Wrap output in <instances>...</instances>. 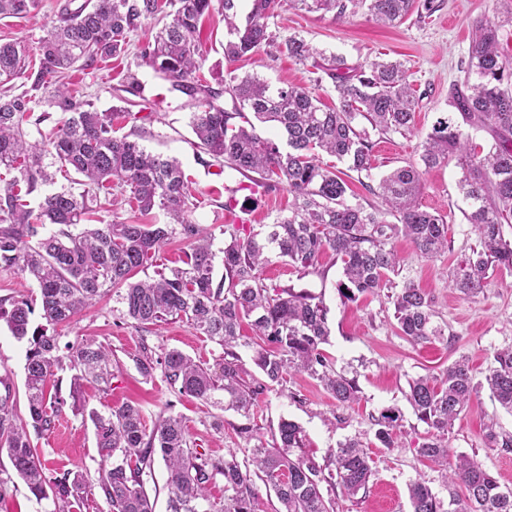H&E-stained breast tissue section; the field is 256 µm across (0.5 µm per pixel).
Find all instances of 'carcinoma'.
<instances>
[{"label": "carcinoma", "mask_w": 512, "mask_h": 512, "mask_svg": "<svg viewBox=\"0 0 512 512\" xmlns=\"http://www.w3.org/2000/svg\"><path fill=\"white\" fill-rule=\"evenodd\" d=\"M66 0L59 19L37 46L39 68L31 73L30 49L21 42L0 43V84L32 76V88L44 93L43 102L60 116L51 131L42 125L52 113L35 114L31 100L0 91V169L15 171L0 186V268H15L39 289V303L0 299V319L12 334L28 339L26 389L29 420L16 417L9 397H0V448L6 449L17 476L33 496L48 497L44 463L30 432L55 426L64 401H46L44 385L60 364L56 326L69 322L109 289L119 291L122 317L140 327L158 326L168 318H186L204 336L224 349L212 369L183 352L171 349L155 356L145 343L133 356L140 373L153 377L161 368L177 394L202 401L224 391V409L250 417L259 396L283 385L290 371L316 378L341 405L360 401L356 377L336 372L321 345L328 342L327 308L322 300L291 286L268 288L262 269L281 259L306 275L317 269L320 256L333 252L342 265L337 284L340 297L355 302L367 294L392 287L388 274L399 261L392 242L409 239L424 258L448 248V224L440 215L419 206L423 170L451 161L460 167L459 189L468 204L464 218L479 235L465 264L453 274L452 287L470 295L482 292L491 268L512 270V241L503 225L512 222V56L500 50L501 24L479 20L473 25L462 84L448 91V105L462 123L488 130L495 141L481 155L463 137L460 126L439 118L422 145L421 164L398 167L379 180V189L394 221L347 198L349 185L322 154L348 165V170L371 178L372 135L402 133L413 126L416 101L402 64L373 60L350 64L344 58L310 47L290 36L289 54L312 59V67L331 80L339 105L321 107L311 91L293 85L274 86L257 75L227 71L221 88L200 76L199 23L218 10L232 39L224 58L232 63L273 41L268 32L275 0H252L246 23H235L237 0ZM308 13H331L338 20L363 10L378 22L392 25L413 7L428 16L439 0H289ZM38 0H0V19L30 14ZM154 22L156 31L139 50L140 67H148L170 82V91L195 105L189 127L201 154L197 161L219 171L255 174L251 183L271 189L285 183L295 201L286 216H277L263 237L244 224L224 225V273L215 280L211 238L195 224L197 208L189 181L179 163L153 154L137 138L116 135L115 122L147 121L139 117L154 100L129 72L116 88L121 106L100 111L88 99L65 88L66 71L75 64L92 67L100 60L125 53L130 35ZM476 82H470V75ZM229 95L233 111L219 99ZM271 123L286 139L288 150L255 133L253 121ZM51 155L59 169L73 171L71 186L46 194L33 208L26 197L54 174L44 165ZM80 191H75V187ZM126 202L149 223L92 224L80 221L103 209ZM59 229L45 233L46 225ZM179 237L188 244L182 266L158 272L153 278L134 277L167 241ZM401 335L415 343L443 340L448 326L435 322L432 299L407 279L387 295ZM44 324L29 330L31 315ZM255 333L252 362L257 374L248 375L236 348L243 321ZM76 374L71 382L73 408L88 414L104 467L98 488L110 512H155L147 483L155 478L156 458L167 469L169 512H202L207 484L224 478L220 512H255L257 482L273 490L277 512H334L336 494L352 498L366 489L373 469L370 457L354 439L338 445L322 465L304 451L306 436L294 421L282 419L272 434L273 446L256 444L239 460L230 452L214 459L191 446L183 419L168 416L147 428L145 414L126 405L103 415L78 405L81 381L109 382L112 350L93 339L71 347ZM491 396L512 413V347L494 355L485 376ZM405 393L416 418L427 426L418 448L423 458L451 470L448 484L464 488V497L449 492L443 502L418 478L409 484L412 512H512V488L476 459L459 455L448 466V430L477 393L468 358L448 364L440 378H413ZM375 437L385 448L395 447L401 411L395 406L371 416ZM53 512H82L87 486L81 476L65 473L52 481Z\"/></svg>", "instance_id": "cac0c4a2"}]
</instances>
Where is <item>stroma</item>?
<instances>
[{
    "label": "stroma",
    "instance_id": "stroma-1",
    "mask_svg": "<svg viewBox=\"0 0 512 512\" xmlns=\"http://www.w3.org/2000/svg\"><path fill=\"white\" fill-rule=\"evenodd\" d=\"M64 0H39L35 16L17 15L0 19V42L21 41L37 47L54 24ZM501 0H441L432 16L410 14L400 24L386 26L358 12L343 21L332 14L307 13L278 0L270 29L273 45L235 62L238 75L256 74L271 84H293L315 89L326 105L338 102L330 80L315 84L309 63L290 58L284 42L288 37L303 38L313 47L347 60L369 62L377 58L401 61L418 100L412 131L374 136L372 177L380 179L393 168L418 162L422 144L437 118L448 110V89L463 80L461 63L467 60L472 25L479 19L497 18ZM151 36L149 28L139 29L130 38L128 52L101 61L96 67H74L67 79L70 93L92 100L99 110L117 103L113 88L129 69H137L147 92L163 98L164 105L151 124V136L144 138L148 150L177 158L199 201L192 220L213 237L214 249H222V229L229 220L261 230L276 215L287 214L293 195L286 184L254 196H246L238 186L243 177L236 171L214 174L197 161L194 135L189 127L193 107L153 70L138 67L136 53ZM228 39L224 18L212 12L200 23L201 73L211 86H218L227 63L224 45ZM461 176L456 165L427 170L422 177L418 202L423 209L444 216L448 224V248L432 258H423L406 239L393 243L399 257V271L392 274L394 285L413 279L433 301L438 322L447 324V340L415 344L400 336L394 309L385 296H366L355 303L342 302L336 284L342 268L332 253L319 260L320 271L306 276L284 262L263 269L261 277L270 287L292 285L321 296L328 313L330 337L324 350L337 371H357L361 400L352 406L340 405L318 380L308 374L288 376L282 390L263 395L255 416L246 418L190 397L175 395L162 376L146 378L138 371L133 357L140 344L155 353L177 349L194 360L215 366L223 348L198 333L182 319H172L159 327H137L122 318L116 292L107 293L94 306L81 311L70 323L57 327L61 363L47 380L49 396L63 400L62 412L53 431L33 436L47 478L72 471L82 474L88 484H97L102 470L96 447L94 426L74 411L70 403L74 371L69 361V345L92 338L111 346L117 365L109 386L84 384L80 400L87 408L106 414L125 404L139 405L147 422L159 415L183 416L195 448L213 456L227 451L244 452L254 444H271V431L280 419L298 423L307 439V450L316 462H324L340 442L359 440L372 458L374 475L365 491L352 499H338L337 512H410L408 485L416 478L426 483L440 499H448L446 480L437 467L417 452L426 427L419 422L404 394L410 379L439 374L449 363L467 356L473 376L481 389L472 398L448 431L453 452L476 457L499 482L512 488V448L491 446L488 428L499 436H512V414L493 402L483 382L494 363L497 350L512 346V271L499 269L490 274L482 293L471 296L448 285V277L458 268L479 239L463 212L467 203L458 188ZM236 195L234 213L224 210L228 195ZM29 344L12 336L0 320V376L10 385V401L19 419H27L25 388L26 352ZM395 405L402 411L398 445L385 448L375 437L371 416L381 408ZM252 433H243V426ZM0 481L6 492L0 495V512H51L52 499L37 500L20 480L6 452L0 451Z\"/></svg>",
    "mask_w": 512,
    "mask_h": 512
}]
</instances>
